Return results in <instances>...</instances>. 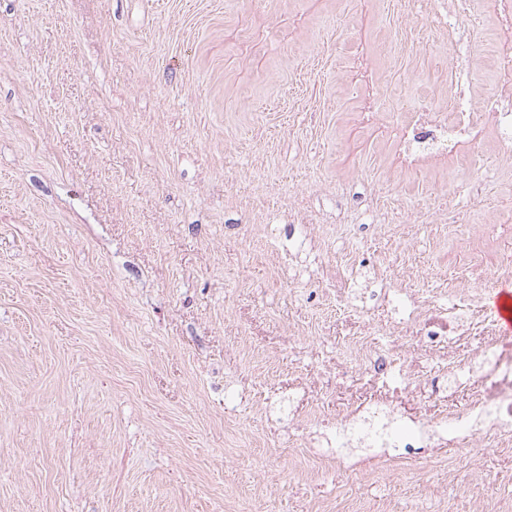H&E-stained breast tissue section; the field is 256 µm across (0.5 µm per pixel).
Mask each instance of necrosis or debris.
Wrapping results in <instances>:
<instances>
[{
	"mask_svg": "<svg viewBox=\"0 0 512 512\" xmlns=\"http://www.w3.org/2000/svg\"><path fill=\"white\" fill-rule=\"evenodd\" d=\"M494 16L495 66L488 92H478L468 67L454 63L450 69V96L446 103L419 101L411 117L389 129L400 145L396 156L399 169H410L438 159H462L472 176H479L489 158L481 149L485 126L495 131L496 159L512 161V0H486ZM475 0H448L446 18L435 27L439 41L454 48L466 39L469 23L480 19ZM348 88L360 96L361 114L374 122L384 92L381 77L371 59L356 51L345 74ZM483 343L469 355L470 362L491 366L484 386L475 390L466 411L444 410L432 416V427L444 430L463 423L468 432L447 440L450 448L479 441L492 434L496 448L512 449V336L504 334L496 319L476 306L470 288H457L447 301L425 294L409 296L403 316L372 327L364 337L351 342L349 356L360 369L358 385L382 390L386 403L404 393L411 380V366L418 351L412 339L432 337L436 348L430 357L448 362L451 346L460 344L471 332Z\"/></svg>",
	"mask_w": 512,
	"mask_h": 512,
	"instance_id": "1",
	"label": "necrosis or debris"
}]
</instances>
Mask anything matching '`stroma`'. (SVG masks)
I'll return each mask as SVG.
<instances>
[{
    "label": "stroma",
    "mask_w": 512,
    "mask_h": 512,
    "mask_svg": "<svg viewBox=\"0 0 512 512\" xmlns=\"http://www.w3.org/2000/svg\"><path fill=\"white\" fill-rule=\"evenodd\" d=\"M361 6L0 0V512H469L512 496V454L489 439L462 482L412 441L467 389L384 408L398 436L381 453L403 471L369 481L320 461L371 455L348 427L296 417L367 400L342 349L403 305L382 285L411 270L433 298H487L506 281L471 280L469 229L512 206V163L490 162L478 198L447 162L393 168L395 143L358 128L343 87ZM365 6L392 124L446 90L448 51L402 0ZM491 55L484 18L459 50L477 89Z\"/></svg>",
    "instance_id": "35a3bbf8"
}]
</instances>
